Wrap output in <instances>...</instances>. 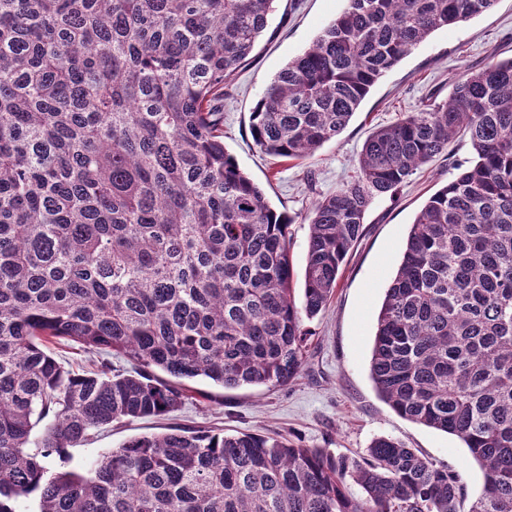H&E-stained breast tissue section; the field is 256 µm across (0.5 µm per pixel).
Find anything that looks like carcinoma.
Here are the masks:
<instances>
[{
    "label": "carcinoma",
    "mask_w": 512,
    "mask_h": 512,
    "mask_svg": "<svg viewBox=\"0 0 512 512\" xmlns=\"http://www.w3.org/2000/svg\"><path fill=\"white\" fill-rule=\"evenodd\" d=\"M275 2L0 0V512L32 497L40 512H512V57L372 133L314 205L298 300L293 219L224 145L225 89ZM495 2L347 0L257 101L255 145L314 156L413 48ZM461 136L472 157L410 224L369 371L394 412L480 465L468 510L458 472L388 436L348 456L176 426L111 449L90 477L52 467L116 421L178 411L185 380L298 376L306 321L373 200ZM62 342L94 368H66Z\"/></svg>",
    "instance_id": "obj_1"
}]
</instances>
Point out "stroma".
<instances>
[{
  "label": "stroma",
  "instance_id": "stroma-1",
  "mask_svg": "<svg viewBox=\"0 0 512 512\" xmlns=\"http://www.w3.org/2000/svg\"><path fill=\"white\" fill-rule=\"evenodd\" d=\"M345 5L346 0H279V17L271 20L224 101V144L270 204L293 216L289 253L299 272L305 266L314 201L335 193L353 176L367 137L405 113L446 100L454 83L483 66L490 54L512 57V0H496L490 11L437 30L408 53L371 89L347 128L313 157L300 163L261 153L249 129L253 107L288 60L301 54ZM470 156L469 139L457 138L447 152L417 170L396 197L374 200L364 235L347 256L332 299L307 323L312 336L297 379L279 387L239 388L193 381V398L181 410L112 423L70 449L67 459H53V467L89 475L92 463L108 450L133 437L165 433L171 426L280 435L304 448L352 456L364 454L375 437L385 435L461 473L467 498H476L482 472L462 443L399 416L378 397L369 374L377 316L401 262L409 226Z\"/></svg>",
  "mask_w": 512,
  "mask_h": 512
}]
</instances>
